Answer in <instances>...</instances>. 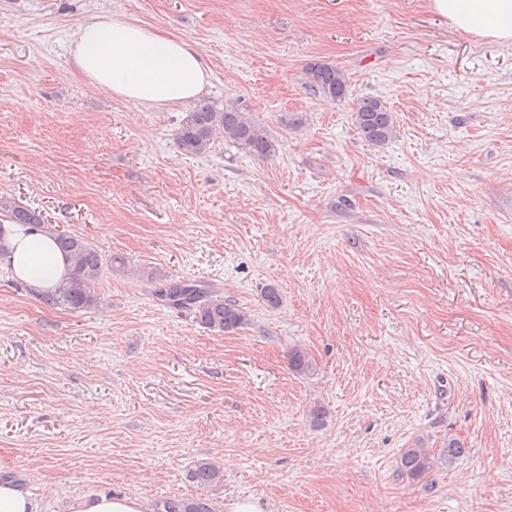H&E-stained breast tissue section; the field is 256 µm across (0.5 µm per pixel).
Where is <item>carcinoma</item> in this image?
Segmentation results:
<instances>
[{
    "mask_svg": "<svg viewBox=\"0 0 512 512\" xmlns=\"http://www.w3.org/2000/svg\"><path fill=\"white\" fill-rule=\"evenodd\" d=\"M309 88L314 95L334 101L347 96L348 78L343 70L328 63H313L308 67ZM354 122L361 137L374 146L388 144L395 134V115L387 103L376 97H364L357 101ZM237 147L254 157L269 158L275 153V145L263 130L248 121L233 107L218 108L210 101H201L176 132V143L188 155L207 154L216 138ZM10 224H35L46 226L41 211L21 204L12 198L0 196V249L10 232ZM58 249L69 262L66 281L44 299L53 305L79 311L96 303L94 286L108 271L126 267L125 258L115 254L103 257L84 238L48 229ZM155 297L175 308L186 309L203 327L221 333L240 329L248 321L246 312L238 304L212 300L207 292L192 282H167L155 289ZM291 369L307 374L314 368L310 354L295 347L288 353ZM436 459L424 448H406L399 456V469L412 479H419L431 471ZM196 486L205 490L221 483L224 474L212 463L202 462L190 473ZM165 512H213L209 499L200 495L194 499L164 505Z\"/></svg>",
    "mask_w": 512,
    "mask_h": 512,
    "instance_id": "1",
    "label": "carcinoma"
}]
</instances>
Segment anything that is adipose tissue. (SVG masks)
Returning a JSON list of instances; mask_svg holds the SVG:
<instances>
[{
  "label": "adipose tissue",
  "instance_id": "adipose-tissue-1",
  "mask_svg": "<svg viewBox=\"0 0 512 512\" xmlns=\"http://www.w3.org/2000/svg\"><path fill=\"white\" fill-rule=\"evenodd\" d=\"M433 7L458 30L512 43V0H433ZM71 62L91 83L138 104L186 103L209 81L193 46L128 19L94 16L85 20L72 47ZM7 248L6 262L14 277L36 292H46L63 280L66 261L43 229L15 227ZM69 512H146V507L137 497L102 491L75 498Z\"/></svg>",
  "mask_w": 512,
  "mask_h": 512
}]
</instances>
